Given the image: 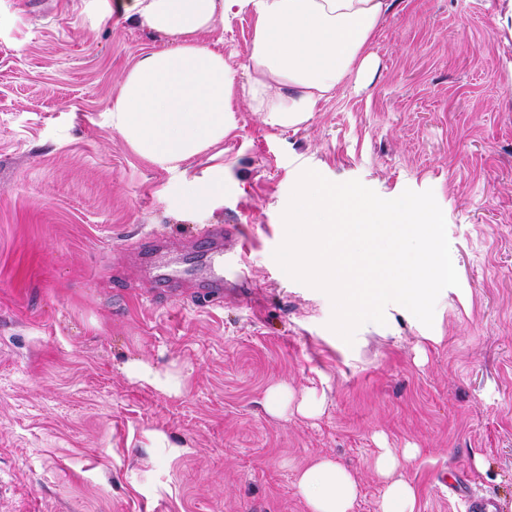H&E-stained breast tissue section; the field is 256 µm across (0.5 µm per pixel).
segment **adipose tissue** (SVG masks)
Masks as SVG:
<instances>
[{
  "instance_id": "ef3b65f1",
  "label": "adipose tissue",
  "mask_w": 512,
  "mask_h": 512,
  "mask_svg": "<svg viewBox=\"0 0 512 512\" xmlns=\"http://www.w3.org/2000/svg\"><path fill=\"white\" fill-rule=\"evenodd\" d=\"M128 14L169 44L124 74L109 109L112 127L141 157L177 169L219 145L234 129L237 100L274 128L308 121L351 77L373 66L370 42L394 0H129ZM253 19L247 78L237 83L205 35L241 12ZM418 449L379 448L385 478L381 512H414L416 491L401 472ZM310 512H353L354 474L334 458L312 460L298 475Z\"/></svg>"
}]
</instances>
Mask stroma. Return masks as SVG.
Wrapping results in <instances>:
<instances>
[{
  "mask_svg": "<svg viewBox=\"0 0 512 512\" xmlns=\"http://www.w3.org/2000/svg\"><path fill=\"white\" fill-rule=\"evenodd\" d=\"M501 0H394L374 73L296 128L238 105L224 203L190 207L181 172L112 128L118 79L161 39L123 0H0V512H309L298 471L329 456L380 512L378 447H417L415 512H455L446 486L512 512V32ZM252 20L208 35L244 81ZM359 180L385 199L432 190L460 285L432 326L403 306L346 343L333 306L273 257L299 173ZM236 225L245 260L197 288L193 235ZM172 243L156 291L134 250ZM139 362L180 380L161 390ZM286 386L293 405L265 407ZM323 404L308 418L297 403Z\"/></svg>",
  "mask_w": 512,
  "mask_h": 512,
  "instance_id": "35a3bbf8",
  "label": "stroma"
}]
</instances>
